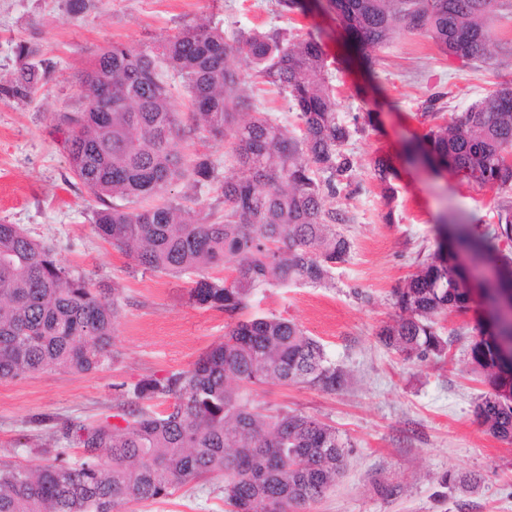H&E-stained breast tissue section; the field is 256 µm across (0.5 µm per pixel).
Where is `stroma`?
<instances>
[{
    "label": "stroma",
    "instance_id": "35a3bbf8",
    "mask_svg": "<svg viewBox=\"0 0 512 512\" xmlns=\"http://www.w3.org/2000/svg\"><path fill=\"white\" fill-rule=\"evenodd\" d=\"M324 3L306 0L305 12L284 13L277 0H89L88 9L75 15L68 0H0V79L15 73L20 43L51 67L31 97L0 93V222L20 225L53 246L63 266L94 284L120 288L125 297L111 362L86 374L47 370L0 381V465L48 464L41 448L55 425L111 416L117 385L189 369L224 339L229 316L189 300L196 273L137 270L131 257L99 237L96 204L72 178L53 129L60 113L81 110L78 82L101 48L119 42L148 51L183 27L207 21L229 37L250 29L314 35L350 129L345 149L355 171L329 205L347 217L342 229L351 252L336 269L333 287H266L249 307L298 324L346 374L333 393L272 383L253 393L256 404L316 416L349 442L341 477L310 512H512V444L490 435L474 417L486 387L469 371L467 345L486 314L481 302H473L466 316L439 319L448 341L441 358L403 360L377 336L395 314L394 289L437 251L439 220L454 215L492 222L498 199L456 175L409 162L407 143L426 131L418 115L431 99L450 117L484 98L500 76L512 74V58L464 66L443 56L426 35L399 29L373 51L368 69ZM234 64L249 94L296 129L285 96L243 57ZM181 147L186 155L208 157L214 170L209 183L176 189L190 194L191 217L222 214L220 184L228 170L223 143L197 134L186 136ZM380 155L391 156L398 171L390 205L373 176L372 161ZM219 486L216 480L192 482L168 499L131 505L129 512H224Z\"/></svg>",
    "mask_w": 512,
    "mask_h": 512
}]
</instances>
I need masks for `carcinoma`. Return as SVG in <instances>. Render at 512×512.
Masks as SVG:
<instances>
[{
	"label": "carcinoma",
	"instance_id": "carcinoma-1",
	"mask_svg": "<svg viewBox=\"0 0 512 512\" xmlns=\"http://www.w3.org/2000/svg\"><path fill=\"white\" fill-rule=\"evenodd\" d=\"M347 35L364 50L389 41L400 26L428 36L439 50L466 64L512 56V39L493 38L487 21L512 19V0H327ZM20 68L6 92L28 97L46 78L48 63L31 62L17 46ZM285 94L299 132L259 110L232 57ZM180 78L192 112L183 125L159 69ZM83 107L56 125L70 172L100 204L98 235L128 254L143 271L204 275L189 291L201 307L233 317L260 288L328 285L347 261L351 243L336 229L345 215L326 207L354 162L344 146L350 132L338 115L326 55L312 36L252 30L238 46L208 24L188 26L151 52L121 43L100 50L80 79ZM427 125L413 147L436 169L469 184L512 193V80L451 121L430 104ZM199 132L225 143L231 173L224 176V213L190 220L174 187L211 180L206 157L188 158L180 142ZM373 173L387 204L396 190L390 159L377 156ZM458 218L440 225L470 254L474 266L497 264L479 280L493 332L470 345L469 367L488 386L475 406L495 438L512 443V199L496 222ZM396 318L380 327L386 347L406 360L446 354L438 316L470 310L472 290L440 247L393 294ZM122 291L96 287L61 265L52 249L17 224H0V380L45 370L87 373L112 358ZM270 381L334 391L344 384L323 345L296 323L253 316L226 326L224 341L188 370L150 376L121 398L117 423L67 419L54 444L79 449L70 464L56 449L34 473L0 468V512H125L171 490L220 477L228 512H306L336 484L345 448L336 429L286 408L253 405V387ZM165 404L161 411L148 402Z\"/></svg>",
	"mask_w": 512,
	"mask_h": 512
}]
</instances>
